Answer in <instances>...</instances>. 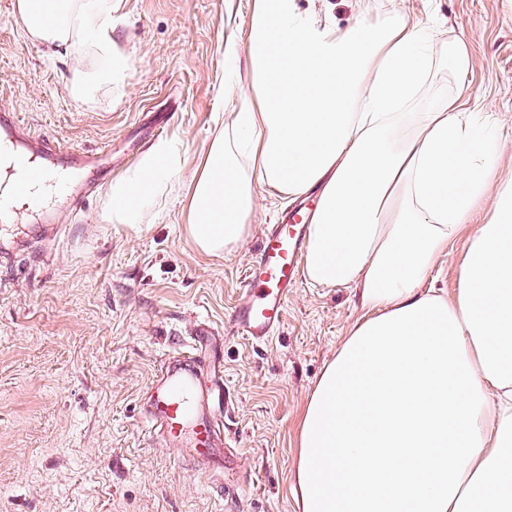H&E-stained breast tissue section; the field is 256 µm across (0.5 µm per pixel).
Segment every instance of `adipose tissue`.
Masks as SVG:
<instances>
[{
	"instance_id": "adipose-tissue-1",
	"label": "adipose tissue",
	"mask_w": 512,
	"mask_h": 512,
	"mask_svg": "<svg viewBox=\"0 0 512 512\" xmlns=\"http://www.w3.org/2000/svg\"><path fill=\"white\" fill-rule=\"evenodd\" d=\"M122 0H17L29 37L71 56V96L111 88ZM368 8L341 30L298 0H251L250 89L224 81L229 121L190 171L169 140L110 184L108 218L137 225L173 180L206 255L248 236L257 193H316L309 282L359 289L364 317L301 414L292 491L301 512H512V188L500 138L464 119V92L417 110L437 35ZM475 232H468L469 224ZM465 237L454 294L424 285Z\"/></svg>"
}]
</instances>
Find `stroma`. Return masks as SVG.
Returning <instances> with one entry per match:
<instances>
[{
    "mask_svg": "<svg viewBox=\"0 0 512 512\" xmlns=\"http://www.w3.org/2000/svg\"><path fill=\"white\" fill-rule=\"evenodd\" d=\"M249 6L123 0L112 38L127 58L124 79L80 101L67 91L71 58L30 40L15 0H0V109L63 147L111 150L116 177L148 151L143 131L166 112L165 139L195 167L224 123V42L245 40ZM401 8L442 33L421 107L464 88L473 118L501 131L500 175L512 178V0H403ZM457 39L472 56L463 76L447 56ZM105 200L98 190L58 233L0 223V243L12 247L0 265V512H299L290 483L300 414L363 314L356 288L303 282L272 341H225L224 435L241 450L225 476L154 440L143 402L196 322L223 332L265 225L311 199L260 189L249 235L220 256L188 238L183 183L135 227L109 221ZM224 482L233 492L219 494Z\"/></svg>",
    "mask_w": 512,
    "mask_h": 512,
    "instance_id": "35a3bbf8",
    "label": "stroma"
}]
</instances>
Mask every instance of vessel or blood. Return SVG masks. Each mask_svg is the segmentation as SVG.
Here are the masks:
<instances>
[{
  "mask_svg": "<svg viewBox=\"0 0 512 512\" xmlns=\"http://www.w3.org/2000/svg\"><path fill=\"white\" fill-rule=\"evenodd\" d=\"M5 144L13 149V165L52 184L66 208L76 214L84 210L98 184L88 181L72 188L57 180L56 168H93L102 176L108 170L106 151L68 149L50 137L32 135L12 112L0 113V145ZM309 219V213L294 210L281 223L267 225L237 298L224 317L225 337L261 346L282 327L288 302L304 277ZM212 334L210 326H199L186 351L162 362L148 389L145 418L165 443L192 449L194 460L218 470L230 462L233 451L223 433L230 401L224 360L205 354Z\"/></svg>",
  "mask_w": 512,
  "mask_h": 512,
  "instance_id": "obj_1",
  "label": "vessel or blood"
}]
</instances>
